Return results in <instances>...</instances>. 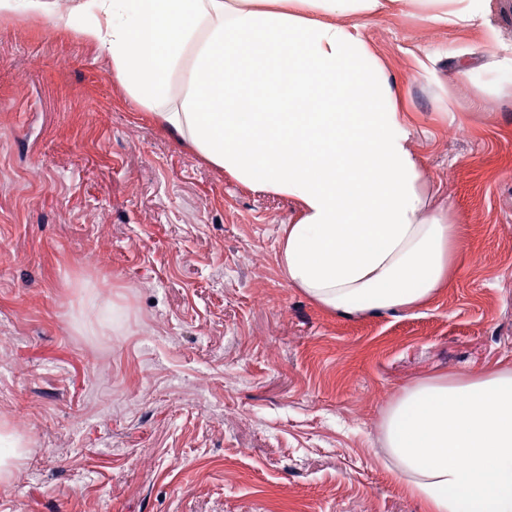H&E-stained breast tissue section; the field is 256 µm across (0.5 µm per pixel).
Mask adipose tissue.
I'll return each mask as SVG.
<instances>
[{
  "label": "adipose tissue",
  "instance_id": "obj_1",
  "mask_svg": "<svg viewBox=\"0 0 512 512\" xmlns=\"http://www.w3.org/2000/svg\"><path fill=\"white\" fill-rule=\"evenodd\" d=\"M488 0H0L70 28L128 94L208 163L301 203L279 263L337 315L415 307L448 275L457 230L434 206L411 131L359 18L410 7L497 43ZM189 67H182L183 59ZM184 93L169 107L172 75ZM385 467L426 512H512V367L438 376L387 408Z\"/></svg>",
  "mask_w": 512,
  "mask_h": 512
}]
</instances>
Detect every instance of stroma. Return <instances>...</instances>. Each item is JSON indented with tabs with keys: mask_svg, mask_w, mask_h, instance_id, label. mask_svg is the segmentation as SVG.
Wrapping results in <instances>:
<instances>
[{
	"mask_svg": "<svg viewBox=\"0 0 512 512\" xmlns=\"http://www.w3.org/2000/svg\"><path fill=\"white\" fill-rule=\"evenodd\" d=\"M87 21L0 24V422L31 443L0 512H424L381 463L382 415L512 363V100L454 74L491 48L408 9L364 19L459 235L425 305L348 318L279 264L298 201L162 129Z\"/></svg>",
	"mask_w": 512,
	"mask_h": 512,
	"instance_id": "1",
	"label": "stroma"
}]
</instances>
